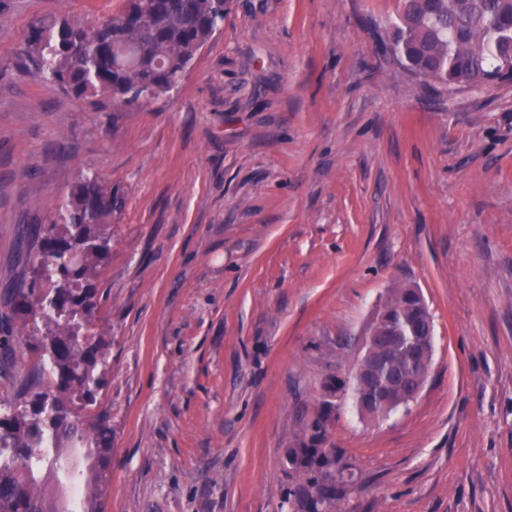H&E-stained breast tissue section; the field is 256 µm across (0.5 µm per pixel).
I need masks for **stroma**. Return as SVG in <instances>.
<instances>
[{
	"mask_svg": "<svg viewBox=\"0 0 512 512\" xmlns=\"http://www.w3.org/2000/svg\"><path fill=\"white\" fill-rule=\"evenodd\" d=\"M123 0H0V316L21 232L79 176L101 226L105 512H310L285 451L326 414L333 512H512V83L430 89L382 48L398 0H229L171 91L47 88L36 22ZM434 323L420 396L367 421L346 377L391 288Z\"/></svg>",
	"mask_w": 512,
	"mask_h": 512,
	"instance_id": "obj_1",
	"label": "stroma"
}]
</instances>
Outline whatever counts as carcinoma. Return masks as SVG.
Masks as SVG:
<instances>
[{
  "mask_svg": "<svg viewBox=\"0 0 512 512\" xmlns=\"http://www.w3.org/2000/svg\"><path fill=\"white\" fill-rule=\"evenodd\" d=\"M388 48L412 75L450 90L490 87L512 80V0H399ZM224 16L212 0H125L121 12L95 26L59 18L32 27L28 47L49 87L77 98L103 96L132 107L178 84ZM118 198L95 175L81 177L58 204V221L23 232L21 272L9 291L11 323L0 336V378L11 395L0 400V512H104L110 484L112 427L97 395L104 385L106 341L88 333L97 308L93 268L110 253L99 225ZM413 289H391L366 326H392L405 336L393 357L400 367L412 343L427 334ZM43 322L46 332L26 337L37 356L17 368L13 332ZM352 389L358 408L377 405L373 390L348 375L336 389ZM310 441L289 448L293 470L316 473L331 465L325 418L312 423ZM84 449L78 510L67 506L53 483L68 453Z\"/></svg>",
  "mask_w": 512,
  "mask_h": 512,
  "instance_id": "1",
  "label": "carcinoma"
}]
</instances>
